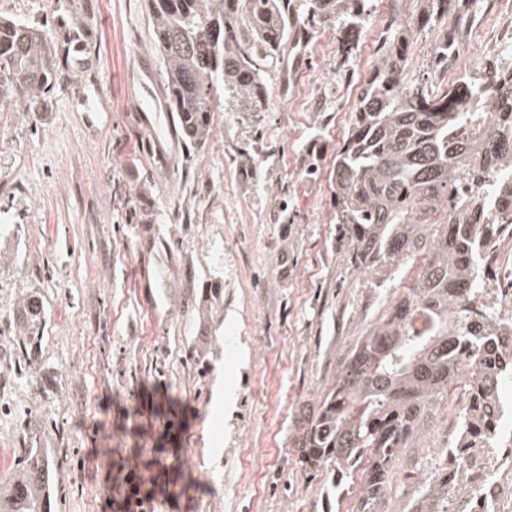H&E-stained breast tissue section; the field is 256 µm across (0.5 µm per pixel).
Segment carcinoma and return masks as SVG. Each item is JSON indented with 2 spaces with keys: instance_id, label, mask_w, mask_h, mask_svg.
<instances>
[{
  "instance_id": "carcinoma-1",
  "label": "carcinoma",
  "mask_w": 512,
  "mask_h": 512,
  "mask_svg": "<svg viewBox=\"0 0 512 512\" xmlns=\"http://www.w3.org/2000/svg\"><path fill=\"white\" fill-rule=\"evenodd\" d=\"M369 0H145L154 45L164 62L169 110L185 139L207 142L214 97L251 112L266 103V67L293 31L336 26V70L365 39ZM392 0L387 35L375 57L336 155V223L354 245L353 266L368 273L420 264L405 296L339 362L336 381L318 398L299 448L312 471L367 467L354 512H382L401 455L413 447L437 398L474 365L459 425L456 458L482 447L487 405L512 375V316L497 314L486 288L490 242L512 231V49L490 56L450 82L414 77L407 60L419 30L438 29L430 67L453 65L471 24L474 0H420L403 19ZM58 72L43 30L0 20V109L36 112ZM503 199L489 213L467 192ZM16 337L36 344L46 307L38 293L12 313ZM56 455L17 448L0 480V512H50ZM450 467L419 479L414 501L399 512H477L467 484Z\"/></svg>"
}]
</instances>
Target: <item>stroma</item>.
I'll return each mask as SVG.
<instances>
[{"label": "stroma", "instance_id": "stroma-1", "mask_svg": "<svg viewBox=\"0 0 512 512\" xmlns=\"http://www.w3.org/2000/svg\"><path fill=\"white\" fill-rule=\"evenodd\" d=\"M73 2L96 90L63 69L40 111L0 112V475L27 445L59 458L52 512H119L133 467L168 481L161 512H351L360 469L309 471L298 448L338 361L410 282L351 267L332 180L390 0H370L347 74L335 28L311 31L269 67L264 111L217 107L202 145L168 109L144 0ZM52 3L0 0V16L52 40ZM505 42L485 0L457 71ZM26 288L47 311L33 378L8 334ZM462 401L406 449L388 512L442 465Z\"/></svg>", "mask_w": 512, "mask_h": 512}]
</instances>
